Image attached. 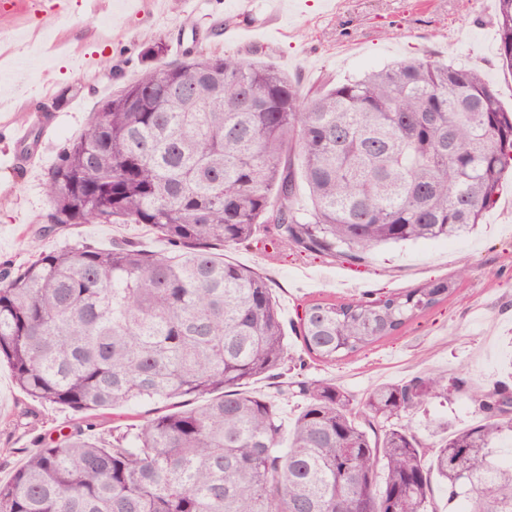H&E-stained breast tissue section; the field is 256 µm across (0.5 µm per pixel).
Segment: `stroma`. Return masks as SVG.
Returning <instances> with one entry per match:
<instances>
[{"label": "stroma", "mask_w": 512, "mask_h": 512, "mask_svg": "<svg viewBox=\"0 0 512 512\" xmlns=\"http://www.w3.org/2000/svg\"><path fill=\"white\" fill-rule=\"evenodd\" d=\"M496 0H0V272L31 258L42 217L48 170L69 139L78 136L102 102L146 67L144 46L167 44L166 61L197 45L206 55H235L274 66L302 88L332 87L410 58L460 60L477 68L512 109V74L498 53ZM95 56L84 68L81 59ZM52 123L51 135L18 145L21 124ZM41 157L25 163L27 151ZM39 240V239H36ZM131 240L148 252L167 245L143 224H72L40 239L43 250L85 242L107 249ZM225 262L265 277L285 325L315 302L343 303L381 297L435 279L457 288L434 308L358 355L335 363L309 357L300 339L288 338L281 377L260 378L249 391L280 398L286 422L299 400L289 383L327 379L354 402L385 382L436 370L462 378L465 391L433 399L404 415L424 442L435 427L476 425L470 400L494 384L512 386V175L494 206L468 234L378 246L362 258L331 257L283 248L273 225L223 251ZM71 412L33 401L0 367V481H7L47 436H58Z\"/></svg>", "instance_id": "1"}]
</instances>
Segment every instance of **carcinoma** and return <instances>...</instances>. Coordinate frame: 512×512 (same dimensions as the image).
Returning <instances> with one entry per match:
<instances>
[{
    "label": "carcinoma",
    "instance_id": "cac0c4a2",
    "mask_svg": "<svg viewBox=\"0 0 512 512\" xmlns=\"http://www.w3.org/2000/svg\"><path fill=\"white\" fill-rule=\"evenodd\" d=\"M512 71V0H498ZM512 170V113L475 68L401 61L305 91L231 55L148 67L103 101L44 184L39 236L68 224H145L170 250H34L0 275V364L42 404L78 415L0 483V512H512V389L472 396L476 426L427 444L403 415L464 381L431 371L369 391L298 381L284 428L273 397L288 337L267 280L217 256L275 226L285 248L358 258L385 244L459 236ZM306 186L312 208L296 207ZM454 289L315 303L294 326L323 362L357 354ZM166 412L92 439L100 411Z\"/></svg>",
    "mask_w": 512,
    "mask_h": 512
}]
</instances>
